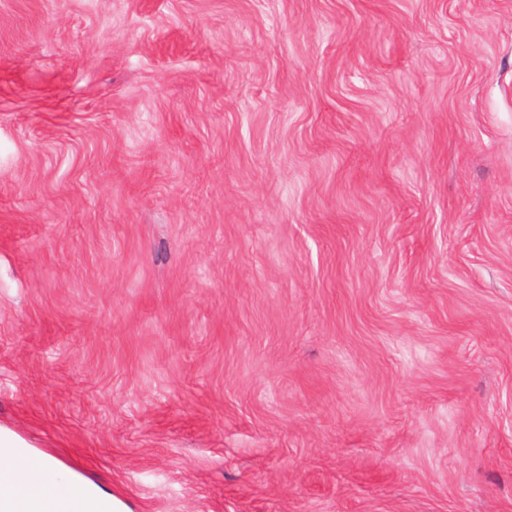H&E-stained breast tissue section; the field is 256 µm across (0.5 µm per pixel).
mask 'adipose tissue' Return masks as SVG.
I'll return each instance as SVG.
<instances>
[{
    "mask_svg": "<svg viewBox=\"0 0 512 512\" xmlns=\"http://www.w3.org/2000/svg\"><path fill=\"white\" fill-rule=\"evenodd\" d=\"M16 445L15 436L0 430V512H11L22 496L29 500V512H40L46 499L52 512H96L102 503L111 504L112 512H128L121 500L64 472L53 457L19 454Z\"/></svg>",
    "mask_w": 512,
    "mask_h": 512,
    "instance_id": "adipose-tissue-1",
    "label": "adipose tissue"
}]
</instances>
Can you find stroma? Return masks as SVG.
I'll return each mask as SVG.
<instances>
[{
    "label": "stroma",
    "mask_w": 512,
    "mask_h": 512,
    "mask_svg": "<svg viewBox=\"0 0 512 512\" xmlns=\"http://www.w3.org/2000/svg\"><path fill=\"white\" fill-rule=\"evenodd\" d=\"M0 429L130 512H512V0H0Z\"/></svg>",
    "instance_id": "stroma-1"
}]
</instances>
